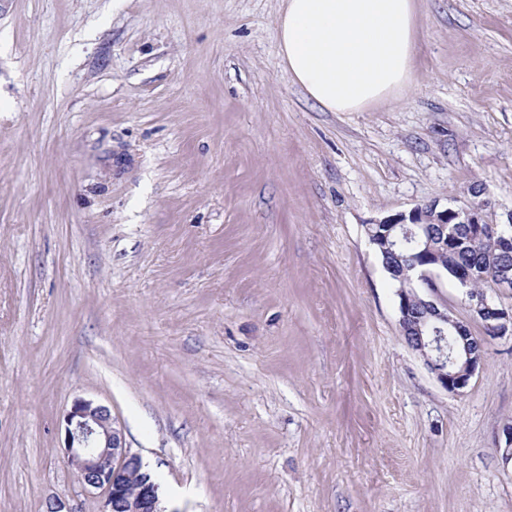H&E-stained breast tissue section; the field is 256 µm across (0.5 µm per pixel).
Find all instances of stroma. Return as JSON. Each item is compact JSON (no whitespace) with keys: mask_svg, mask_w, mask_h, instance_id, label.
Here are the masks:
<instances>
[{"mask_svg":"<svg viewBox=\"0 0 512 512\" xmlns=\"http://www.w3.org/2000/svg\"><path fill=\"white\" fill-rule=\"evenodd\" d=\"M417 4L411 94L326 112L283 0H0V512H100L79 398L167 512H512V335L445 390L367 234L512 217V0Z\"/></svg>","mask_w":512,"mask_h":512,"instance_id":"35a3bbf8","label":"stroma"}]
</instances>
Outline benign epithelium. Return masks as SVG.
<instances>
[{"label":"benign epithelium","mask_w":512,"mask_h":512,"mask_svg":"<svg viewBox=\"0 0 512 512\" xmlns=\"http://www.w3.org/2000/svg\"><path fill=\"white\" fill-rule=\"evenodd\" d=\"M492 202L486 197L485 187L475 184L462 198H450L445 207L432 202L416 206L409 212H400L373 220V224L386 229L382 251L393 255L396 250L411 245L418 251L412 264L404 269L385 264V270L402 282L396 291L398 297V324L404 336L412 337L420 347H428L431 354L425 365L440 384L450 392L466 388L471 377L480 367L483 357H470L464 353L447 355L442 344L443 335H466L469 331L459 319L453 317L448 306L436 293L437 282L450 278L462 286V303L468 311L483 322L494 336L512 335V309L499 305L487 289L469 288L471 274L461 268H450L439 259L440 248L452 249L457 244L454 225L466 224L473 240L497 236L509 243L512 234V213L506 223L488 220ZM423 224H437L442 230L440 247L422 243L417 228ZM492 289L512 292V262L491 271ZM64 429L62 451L68 464L75 471L76 479L86 491H97L104 500L102 512H114V506L125 512H164L155 489L144 484L132 486L133 472L142 469L139 454L126 446L122 430L116 425L110 410L91 400L78 399L64 412L61 419Z\"/></svg>","instance_id":"obj_1"}]
</instances>
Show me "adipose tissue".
Returning a JSON list of instances; mask_svg holds the SVG:
<instances>
[{"label": "adipose tissue", "instance_id": "obj_1", "mask_svg": "<svg viewBox=\"0 0 512 512\" xmlns=\"http://www.w3.org/2000/svg\"><path fill=\"white\" fill-rule=\"evenodd\" d=\"M279 55L293 83L328 112H364L409 95L416 0H284Z\"/></svg>", "mask_w": 512, "mask_h": 512}]
</instances>
